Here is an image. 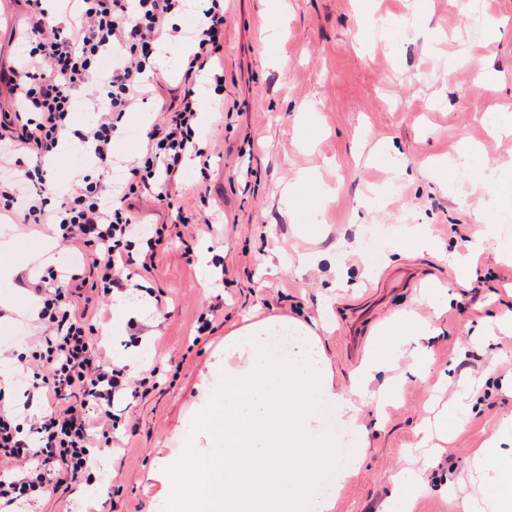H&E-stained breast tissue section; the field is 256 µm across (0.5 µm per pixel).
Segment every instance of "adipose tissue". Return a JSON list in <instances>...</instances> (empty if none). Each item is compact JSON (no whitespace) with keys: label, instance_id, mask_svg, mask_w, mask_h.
I'll return each mask as SVG.
<instances>
[{"label":"adipose tissue","instance_id":"obj_1","mask_svg":"<svg viewBox=\"0 0 512 512\" xmlns=\"http://www.w3.org/2000/svg\"><path fill=\"white\" fill-rule=\"evenodd\" d=\"M277 332L294 339L288 358L268 351ZM223 352L203 380L186 435L201 463L202 489L189 491L174 476L158 512H335V498L315 506L308 495L310 483L331 466L336 445L333 433L320 431L316 406L338 401L356 447L365 448L364 399L378 363H362L341 391L317 332L284 316L228 331ZM219 458L220 483L208 471ZM474 465L488 490L482 506L465 504V512H512V450L501 449L499 435L475 451Z\"/></svg>","mask_w":512,"mask_h":512}]
</instances>
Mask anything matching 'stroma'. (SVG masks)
I'll return each instance as SVG.
<instances>
[{
    "label": "stroma",
    "instance_id": "stroma-1",
    "mask_svg": "<svg viewBox=\"0 0 512 512\" xmlns=\"http://www.w3.org/2000/svg\"><path fill=\"white\" fill-rule=\"evenodd\" d=\"M272 26L279 41L266 38ZM26 29L17 0H0V69L20 58ZM182 57L169 44L114 143L119 157L139 155L161 101L177 95ZM215 67L223 82L195 85L200 138L217 150L209 173L184 169L171 205L139 204L145 225L167 227L152 266L140 264L142 245L132 249L153 314L136 337L111 304L100 307L110 358L136 362L135 378L155 369L156 384L115 404L118 451L17 512H88L95 499L108 512H152L159 458L187 467L183 418L225 333L271 315L329 324L321 339L339 388L369 358L382 364L373 390L405 377L384 414L366 407L364 461L336 512H379L393 475L423 456L433 465L410 512H464L477 494L475 450L512 418V335L495 325L512 309V261L491 250L467 271L448 256L484 231L494 196L512 194V134L501 132L512 126V0H226ZM178 207L210 220L213 234L190 237ZM420 226L443 254L415 250ZM13 233L14 250L0 252L14 271L0 308L6 325L24 328L29 281L84 258L52 241L51 227ZM337 244L344 258L332 270L267 264ZM427 323L436 335L422 334Z\"/></svg>",
    "mask_w": 512,
    "mask_h": 512
}]
</instances>
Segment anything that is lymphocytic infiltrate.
Instances as JSON below:
<instances>
[{"mask_svg": "<svg viewBox=\"0 0 512 512\" xmlns=\"http://www.w3.org/2000/svg\"><path fill=\"white\" fill-rule=\"evenodd\" d=\"M25 2L29 46L9 77L20 109L0 115V128L11 131L0 148V217L35 227L52 223L62 242L93 249V286L100 296L137 289L129 271V250L142 237L136 198L147 192L154 200H170L184 158L192 153L211 159L194 140V86L198 72L223 48L224 0H209L203 22L188 35L192 50L182 60L180 104L151 125L117 195L104 179L80 169L64 183L47 182L42 163L72 134L91 160L111 170L119 126L147 98L153 53L160 42L185 36L171 21L180 0H66L64 20L57 24L43 0ZM82 95L91 117L77 130L73 107ZM25 149L35 152L37 162L21 173L18 154ZM145 240L150 260L162 241L160 229ZM73 279L51 266L33 286L40 303L38 330L30 339L31 353L18 356L29 374L23 403L0 384V512L76 481L95 453L112 448L116 397L137 396L150 382L146 376L130 380L110 360L92 316L72 307Z\"/></svg>", "mask_w": 512, "mask_h": 512, "instance_id": "lymphocytic-infiltrate-1", "label": "lymphocytic infiltrate"}]
</instances>
